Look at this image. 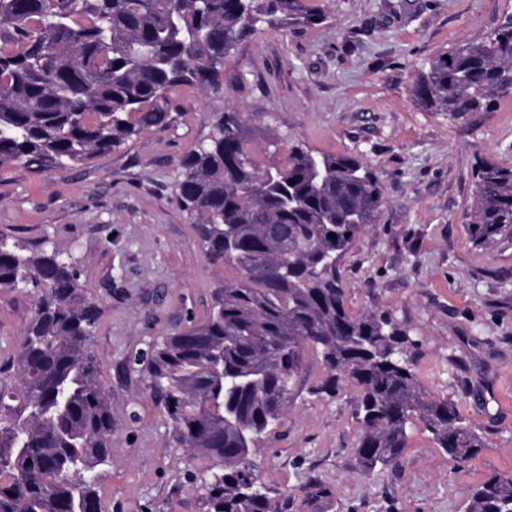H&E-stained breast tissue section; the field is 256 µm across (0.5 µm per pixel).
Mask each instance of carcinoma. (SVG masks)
<instances>
[{
	"label": "carcinoma",
	"instance_id": "1",
	"mask_svg": "<svg viewBox=\"0 0 512 512\" xmlns=\"http://www.w3.org/2000/svg\"><path fill=\"white\" fill-rule=\"evenodd\" d=\"M300 0H0V171L70 168L176 119L171 91L224 92V60L265 25L321 23ZM512 83V34L443 52L410 95L429 112H493ZM176 196L219 276L208 318L133 359L165 402L181 444L204 452L206 512H278L253 456L290 402L304 350L321 357L332 393L359 389L354 448L365 474L398 464L419 421L463 465L482 437L448 400L419 389L406 332L347 309L337 265L379 220L382 191L348 155L295 148L259 164L241 113L211 115V132L178 163ZM512 228V168L476 170L466 229L490 245ZM335 237H330V234ZM41 296L0 380V512H101L96 468L112 461L110 395L92 351L99 305L76 263L0 233V290ZM467 512H512V478L474 489Z\"/></svg>",
	"mask_w": 512,
	"mask_h": 512
}]
</instances>
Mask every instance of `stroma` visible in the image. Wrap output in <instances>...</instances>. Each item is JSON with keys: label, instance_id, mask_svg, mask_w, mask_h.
<instances>
[{"label": "stroma", "instance_id": "obj_1", "mask_svg": "<svg viewBox=\"0 0 512 512\" xmlns=\"http://www.w3.org/2000/svg\"><path fill=\"white\" fill-rule=\"evenodd\" d=\"M322 23L265 28L224 62V93L190 87L172 99L174 126L151 130L69 170L16 166L0 176V232L28 247L51 244L76 261L102 314L92 350L111 395L112 462L99 467L101 512H205L199 483L213 461L182 448L133 359L149 344L207 319L217 272L180 211L176 163L210 132L209 115L241 112L263 152L353 155L382 190L377 223L338 263L350 313L393 319L409 336L421 389L456 404L483 440L458 467L422 426L399 466L364 475L357 389L313 394L324 378L305 350L300 390L254 458L281 512H466L472 489L512 477V235L470 239L463 217L486 160L512 167V94L496 111L460 119L428 112L409 88L438 53L488 41L512 0H301ZM39 293L0 291V350L17 347Z\"/></svg>", "mask_w": 512, "mask_h": 512}]
</instances>
